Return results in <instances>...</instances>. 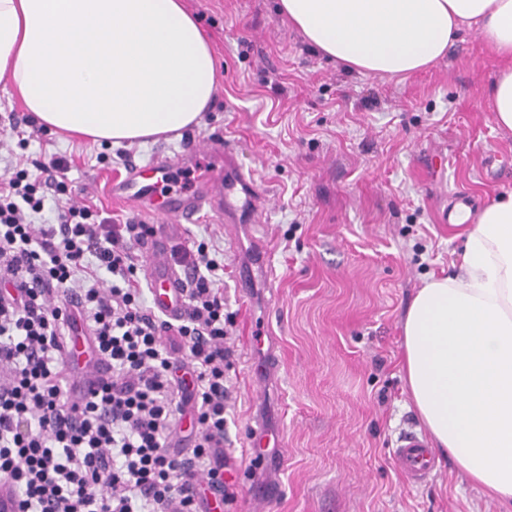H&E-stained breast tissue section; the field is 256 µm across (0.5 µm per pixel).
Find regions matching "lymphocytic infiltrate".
Here are the masks:
<instances>
[{"instance_id": "f902f5d3", "label": "lymphocytic infiltrate", "mask_w": 512, "mask_h": 512, "mask_svg": "<svg viewBox=\"0 0 512 512\" xmlns=\"http://www.w3.org/2000/svg\"><path fill=\"white\" fill-rule=\"evenodd\" d=\"M68 169L53 157L0 174V482L23 512H203L213 488L232 504L222 266L207 243L175 245L185 315L164 319L138 277L152 227L100 222L69 198L56 223L31 222L39 188ZM69 332L91 337L87 363L108 373L82 397L63 354Z\"/></svg>"}]
</instances>
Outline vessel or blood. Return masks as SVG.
I'll list each match as a JSON object with an SVG mask.
<instances>
[{"label": "vessel or blood", "mask_w": 512, "mask_h": 512, "mask_svg": "<svg viewBox=\"0 0 512 512\" xmlns=\"http://www.w3.org/2000/svg\"><path fill=\"white\" fill-rule=\"evenodd\" d=\"M174 166V161L168 159L158 160L149 167L133 164L124 178L111 185L114 199L139 204L159 221L156 235L147 245L148 277L156 311L172 320L182 313L184 295L183 276L167 258L174 231L197 222L204 214L222 215L228 207L227 186L220 173L204 177L196 195L164 192V178ZM395 457L412 485L426 482L437 468L435 456L425 440L413 433L401 438Z\"/></svg>", "instance_id": "obj_1"}]
</instances>
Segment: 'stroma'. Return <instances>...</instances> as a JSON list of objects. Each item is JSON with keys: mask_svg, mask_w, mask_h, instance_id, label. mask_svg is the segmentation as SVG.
Wrapping results in <instances>:
<instances>
[{"mask_svg": "<svg viewBox=\"0 0 512 512\" xmlns=\"http://www.w3.org/2000/svg\"><path fill=\"white\" fill-rule=\"evenodd\" d=\"M279 0H185L218 60L212 105L180 137L122 148L41 128L0 85V173L19 157L66 156L67 194L120 223L154 216L112 200L131 164L195 149L197 176L223 140L265 197L235 192L225 218L186 225L217 246L234 365L224 451L236 467L230 512H505L439 456L410 486L394 451L423 426L403 379V322L431 278L457 277L463 237L448 219L512 192V131L490 91L502 62L476 30L406 78L363 75L317 54ZM16 131H9L10 121ZM277 371L258 379L255 337ZM276 444L250 462L256 429Z\"/></svg>", "mask_w": 512, "mask_h": 512, "instance_id": "obj_1", "label": "stroma"}]
</instances>
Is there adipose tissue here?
I'll use <instances>...</instances> for the list:
<instances>
[{"mask_svg":"<svg viewBox=\"0 0 512 512\" xmlns=\"http://www.w3.org/2000/svg\"><path fill=\"white\" fill-rule=\"evenodd\" d=\"M323 55L407 76L476 29L506 65L491 103L512 130V0H280ZM210 42L182 0H0V83L38 124L98 143L198 125L216 90ZM465 225L461 274L420 288L403 368L421 423L477 487L512 502V194Z\"/></svg>","mask_w":512,"mask_h":512,"instance_id":"ef3b65f1","label":"adipose tissue"}]
</instances>
